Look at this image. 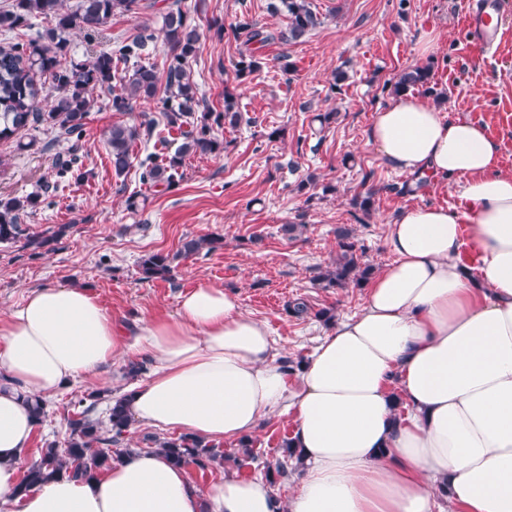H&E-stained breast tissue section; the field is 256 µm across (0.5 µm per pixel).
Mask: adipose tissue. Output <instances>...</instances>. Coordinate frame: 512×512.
<instances>
[{
    "label": "adipose tissue",
    "instance_id": "obj_1",
    "mask_svg": "<svg viewBox=\"0 0 512 512\" xmlns=\"http://www.w3.org/2000/svg\"><path fill=\"white\" fill-rule=\"evenodd\" d=\"M368 141L415 180L462 178L464 207L412 205L390 220L393 261L297 377L268 328L216 286L131 328L81 284L36 288L0 316V512H446L444 495L454 512H512V175L501 145L407 92L376 112ZM466 238L477 266L460 260ZM128 358L150 366L121 390L131 422L237 440L293 413L289 499L232 474L199 490L157 451L18 494L38 427L27 397Z\"/></svg>",
    "mask_w": 512,
    "mask_h": 512
}]
</instances>
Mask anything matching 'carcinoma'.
<instances>
[{
    "mask_svg": "<svg viewBox=\"0 0 512 512\" xmlns=\"http://www.w3.org/2000/svg\"><path fill=\"white\" fill-rule=\"evenodd\" d=\"M143 8L142 0H81L77 9L68 12L64 0H13L7 9L0 10V31L13 32L31 26V20L42 18L52 26L27 43L16 42L0 49V141L9 140L25 128L49 126L67 138L82 135L85 121L94 107L91 91L103 88L112 93L114 112H133L141 100L152 99L161 112L165 126L180 132L182 142L174 152L151 154L142 161V179L162 183L170 188L182 178L181 169L191 153L221 156L224 141L214 134V127L226 123L234 126L242 121L232 96L224 95V111L201 112L196 89L187 75L186 61L196 56L200 48L199 27L191 23L181 7L168 10L163 16L162 28L142 26L112 52H102L83 63L62 62L69 45L67 35L75 29L95 28L106 22L115 12L134 13ZM274 14L286 11L288 28L275 34H263L254 29L246 17L237 19L232 29L245 37L244 44L267 42L275 38L286 43H297L320 24L310 0H279L270 3ZM169 49V63L165 72L163 94H158L160 77L155 64L147 62L149 47L158 36ZM263 62L254 54H240L234 63L236 76L242 80L261 70ZM48 75L53 94L44 93V85L35 79L36 73ZM430 71L416 67L402 73L392 85V94L428 83ZM155 121L143 119L137 125L114 124L108 131L107 144L111 149L112 168L116 176L124 175L130 165L134 144L141 132L151 133ZM55 182H46L41 190L24 198H0V243H19L24 250L34 253L48 247L65 232L61 226L51 235H31L22 224L24 216L35 210L48 194L56 191L58 183L84 176L77 160L69 155L56 157ZM338 255L335 267L319 275L318 281L327 288L361 285L373 272L364 260L355 229L336 228ZM220 241L211 237L190 238L183 242L176 257L188 259L201 252L219 248ZM173 258L163 253H149L139 262L145 280L172 277ZM112 396L110 391H91L73 402L75 411L67 419L68 436L64 448L50 445L39 458L32 461L18 486V493H27L44 481L60 476L90 477L112 465L114 458L132 452L130 448L112 451L122 443L129 429V418L123 398L109 407L107 421L96 417L101 400ZM156 450L175 465L193 463L206 468L224 462V452L210 441L197 436L151 439Z\"/></svg>",
    "mask_w": 512,
    "mask_h": 512,
    "instance_id": "1",
    "label": "carcinoma"
}]
</instances>
